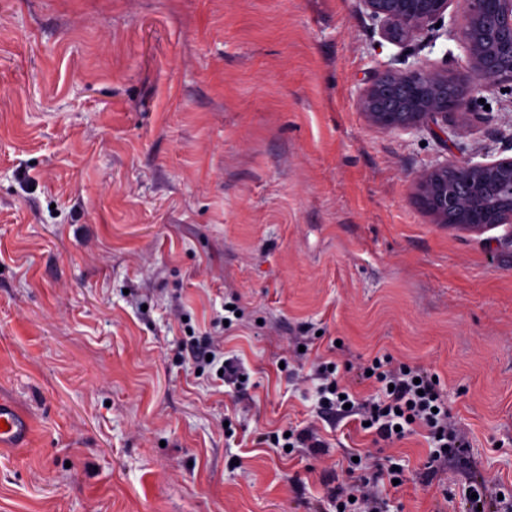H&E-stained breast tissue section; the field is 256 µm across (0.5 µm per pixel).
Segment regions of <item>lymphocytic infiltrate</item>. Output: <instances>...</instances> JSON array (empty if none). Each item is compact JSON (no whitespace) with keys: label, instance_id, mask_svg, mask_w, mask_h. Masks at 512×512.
I'll list each match as a JSON object with an SVG mask.
<instances>
[{"label":"lymphocytic infiltrate","instance_id":"1","mask_svg":"<svg viewBox=\"0 0 512 512\" xmlns=\"http://www.w3.org/2000/svg\"><path fill=\"white\" fill-rule=\"evenodd\" d=\"M379 397L357 401L347 382L328 364H320L317 374L330 419L353 415L367 422L371 434L382 441L399 440L415 428H427L434 445L431 463L447 461L464 447L463 436L448 425V406L430 370L394 363L392 357L373 358L368 366Z\"/></svg>","mask_w":512,"mask_h":512}]
</instances>
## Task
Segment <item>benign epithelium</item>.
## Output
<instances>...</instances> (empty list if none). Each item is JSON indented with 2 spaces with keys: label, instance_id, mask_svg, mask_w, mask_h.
<instances>
[{
  "label": "benign epithelium",
  "instance_id": "obj_1",
  "mask_svg": "<svg viewBox=\"0 0 512 512\" xmlns=\"http://www.w3.org/2000/svg\"><path fill=\"white\" fill-rule=\"evenodd\" d=\"M389 42L421 38L431 44L454 36L456 19L444 22L450 0H360ZM460 46L467 71L401 68L394 59L360 89L358 107L387 131L429 133L449 147L448 113L467 119L474 82L491 88L512 81V0H466ZM420 200L438 224L481 228L512 224V156L490 162L437 164L418 181Z\"/></svg>",
  "mask_w": 512,
  "mask_h": 512
}]
</instances>
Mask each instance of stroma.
Instances as JSON below:
<instances>
[{
  "mask_svg": "<svg viewBox=\"0 0 512 512\" xmlns=\"http://www.w3.org/2000/svg\"><path fill=\"white\" fill-rule=\"evenodd\" d=\"M459 73V43L388 42L360 0H0V512H335L346 453L387 512L512 503V231L435 223L415 179L512 155V84L481 120L373 125L393 57ZM238 318L225 323V304ZM217 344L247 379L192 351ZM429 368L467 448L373 443L323 418L318 360L360 398L376 356ZM314 428L315 455L271 442ZM0 420H4L8 429L0 428V447L19 448L32 430L29 418L15 406L0 402Z\"/></svg>",
  "mask_w": 512,
  "mask_h": 512,
  "instance_id": "obj_1",
  "label": "stroma"
}]
</instances>
